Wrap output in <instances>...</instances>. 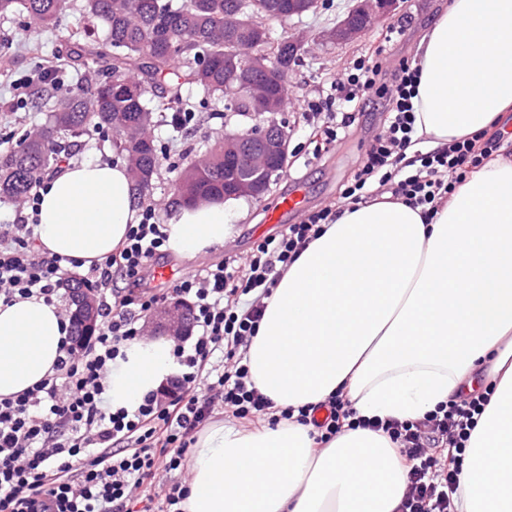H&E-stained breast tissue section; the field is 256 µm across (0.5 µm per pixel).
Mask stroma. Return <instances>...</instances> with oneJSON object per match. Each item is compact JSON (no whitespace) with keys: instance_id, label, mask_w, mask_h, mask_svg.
<instances>
[{"instance_id":"stroma-1","label":"stroma","mask_w":512,"mask_h":512,"mask_svg":"<svg viewBox=\"0 0 512 512\" xmlns=\"http://www.w3.org/2000/svg\"><path fill=\"white\" fill-rule=\"evenodd\" d=\"M84 0H69V7L60 24L55 27L31 25L26 14L0 17V150L16 145L26 135L35 133L45 122L49 104L42 94L37 77L52 65H60L61 82L58 93L72 90L82 78L94 75L102 62L85 66L66 65L69 51L67 36L70 29L83 22ZM448 0H401L390 20L400 28V35L385 42V27L370 30L350 44H308L306 52L288 77V104L277 116L288 130L290 139L288 168L270 192L260 200H242L230 213L232 232L223 246L213 247L192 257L168 251L161 263L169 265L177 276L183 277L228 259L245 260L258 241L280 234L288 225L298 223V216L284 215L281 222L271 224L267 216L276 210L281 197L297 190L305 198L303 212L339 203L341 193L350 183L368 150L371 137L383 126L386 114L383 105H371L355 113V121L335 142L315 149L309 139L310 128L303 115L304 101L322 102L333 97L332 83L337 74L352 68L363 56L382 62L384 74H391L398 59L416 61L417 46L433 20L444 11ZM389 25V26H390ZM31 77L27 89H14L16 80ZM187 103L199 114V121L190 133L179 135L165 125L156 126L153 136L161 155L162 165L153 189L147 198L153 204L160 222H168L175 210L171 184L176 167L186 165L190 148H202L223 138L224 134L248 126V117L225 110L223 97H204L187 89Z\"/></svg>"}]
</instances>
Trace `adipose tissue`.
Masks as SVG:
<instances>
[{"instance_id": "1", "label": "adipose tissue", "mask_w": 512, "mask_h": 512, "mask_svg": "<svg viewBox=\"0 0 512 512\" xmlns=\"http://www.w3.org/2000/svg\"><path fill=\"white\" fill-rule=\"evenodd\" d=\"M413 99L430 149L491 128L512 111V0H450L423 36ZM123 162L70 166L39 191L37 247L76 270L102 262L138 223ZM235 200L181 206L171 251L223 245ZM66 336L55 305L0 302V398L51 376ZM170 341L127 345L108 382L128 407L171 367ZM247 361L275 410L343 394L358 416L417 420L464 391L489 401L465 449L457 512H512V156L471 172L423 214L382 195L344 207L284 272ZM409 467L368 428L318 447L291 420L247 430L217 420L188 457L185 512H397Z\"/></svg>"}]
</instances>
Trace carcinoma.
<instances>
[{
  "instance_id": "carcinoma-1",
  "label": "carcinoma",
  "mask_w": 512,
  "mask_h": 512,
  "mask_svg": "<svg viewBox=\"0 0 512 512\" xmlns=\"http://www.w3.org/2000/svg\"><path fill=\"white\" fill-rule=\"evenodd\" d=\"M243 0H85L88 24L69 34L68 59L84 58L91 26L101 24L115 50L105 60L106 76L54 97L39 131L0 152V201L26 198L44 175L70 155L76 140L95 130H110L125 152L138 195L152 190L160 157L150 130L161 110L153 103L174 61L183 63L178 82L168 87L170 110L181 112V89L196 87L205 95L224 93L238 85V49L255 56L249 85L265 91L280 106L288 93V37L278 45L275 60L266 57L267 41L251 27V18L286 14L295 0H250L242 23L224 26V17L240 12ZM67 10V0H0V16L22 11L37 26H54ZM173 185L180 202L224 198V141L200 152L177 172Z\"/></svg>"
}]
</instances>
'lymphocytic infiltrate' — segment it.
Instances as JSON below:
<instances>
[{"label":"lymphocytic infiltrate","mask_w":512,"mask_h":512,"mask_svg":"<svg viewBox=\"0 0 512 512\" xmlns=\"http://www.w3.org/2000/svg\"><path fill=\"white\" fill-rule=\"evenodd\" d=\"M419 72L400 60L391 84L381 81L378 63L360 60L338 80L344 102L386 101L388 123L375 135L365 160L344 194L363 203L388 192L411 206L432 212L438 199L453 193L466 177L502 146L503 132L477 133L448 147L420 155L408 171L406 151L413 143L412 98ZM38 195L25 203L27 215L0 225V301L41 297L59 300L67 272L61 258L36 249L34 211ZM326 207L289 225L280 236L257 243L247 267L219 263L176 280L172 294L190 300L191 340H178L171 355L176 371L166 381L168 398L145 392L132 406L112 408L108 379L128 343L139 339L142 321L163 303V295L144 285V271L165 246L166 228L153 206L105 261L91 266L86 281L95 288L101 322L83 348L66 337L52 376L27 391L0 399V512H184L188 492L163 482L179 469L196 433L214 413H228L252 424L295 419L313 426L323 444L346 428L384 430L410 467L406 493L397 512H455L454 496L463 452L487 402V393L471 394L440 405L416 421L358 417L343 396L316 409L282 410L273 417L272 401L250 378L246 349L268 298L322 225L335 222ZM132 289L121 292L118 281Z\"/></svg>","instance_id":"obj_1"}]
</instances>
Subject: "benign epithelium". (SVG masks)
<instances>
[{
  "label": "benign epithelium",
  "mask_w": 512,
  "mask_h": 512,
  "mask_svg": "<svg viewBox=\"0 0 512 512\" xmlns=\"http://www.w3.org/2000/svg\"><path fill=\"white\" fill-rule=\"evenodd\" d=\"M400 0H356L348 14L325 32L322 41L332 44H348L357 41L370 29L388 19ZM256 124L265 126L266 135L256 141L251 129L244 128L224 135V157L233 158L236 164L227 173L230 182L224 198L262 199L271 185L286 172L288 165V133L283 131L271 111V104L261 92L250 93ZM70 305L72 320L80 324L82 336L79 342L98 327V300L94 290L76 288ZM190 331L187 303L174 300L156 308L144 321L142 336L153 339L164 335L174 339L186 336Z\"/></svg>",
  "instance_id": "7a95c632"
}]
</instances>
